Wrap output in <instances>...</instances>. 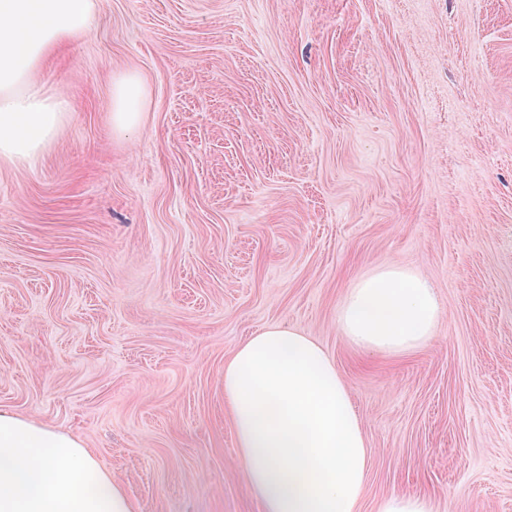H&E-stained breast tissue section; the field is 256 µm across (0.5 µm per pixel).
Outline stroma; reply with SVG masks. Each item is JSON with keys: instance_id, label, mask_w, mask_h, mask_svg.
<instances>
[{"instance_id": "obj_1", "label": "stroma", "mask_w": 512, "mask_h": 512, "mask_svg": "<svg viewBox=\"0 0 512 512\" xmlns=\"http://www.w3.org/2000/svg\"><path fill=\"white\" fill-rule=\"evenodd\" d=\"M34 80L75 110L0 163V408L80 439L138 512H263L224 366L293 328L358 412L359 512H512V0H98ZM385 265L441 306L403 354L338 319ZM145 99V88L135 74L121 78L113 90L112 124L122 131L130 130L140 123ZM378 512H432V509L422 497L392 495L379 504Z\"/></svg>"}]
</instances>
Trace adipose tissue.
Masks as SVG:
<instances>
[{
    "mask_svg": "<svg viewBox=\"0 0 512 512\" xmlns=\"http://www.w3.org/2000/svg\"><path fill=\"white\" fill-rule=\"evenodd\" d=\"M97 0H0V163L39 162L74 110L33 73L89 30ZM145 88L134 74L113 90L112 124L141 120ZM440 306L429 281L395 265L360 280L339 323L353 344L405 352L429 341ZM224 401L238 460L263 512H355L369 467L348 388L312 337L269 327L224 368ZM0 512H138L122 482L76 437L0 410Z\"/></svg>",
    "mask_w": 512,
    "mask_h": 512,
    "instance_id": "adipose-tissue-1",
    "label": "adipose tissue"
}]
</instances>
